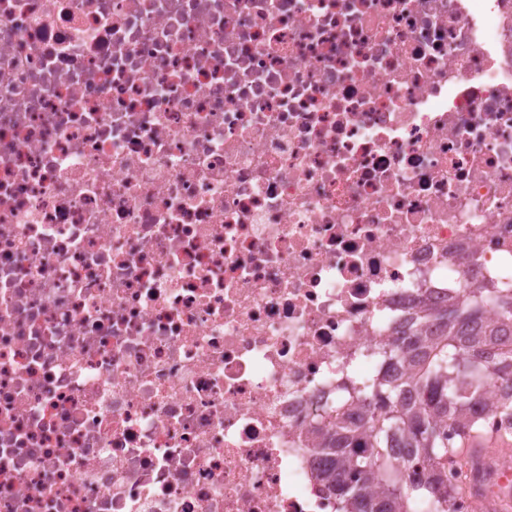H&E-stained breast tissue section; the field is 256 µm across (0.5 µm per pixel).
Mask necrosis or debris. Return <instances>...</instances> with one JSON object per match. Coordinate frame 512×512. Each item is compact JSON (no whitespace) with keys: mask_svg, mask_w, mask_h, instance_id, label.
Returning <instances> with one entry per match:
<instances>
[{"mask_svg":"<svg viewBox=\"0 0 512 512\" xmlns=\"http://www.w3.org/2000/svg\"><path fill=\"white\" fill-rule=\"evenodd\" d=\"M508 286L512 0H0V512H336L345 374Z\"/></svg>","mask_w":512,"mask_h":512,"instance_id":"necrosis-or-debris-1","label":"necrosis or debris"}]
</instances>
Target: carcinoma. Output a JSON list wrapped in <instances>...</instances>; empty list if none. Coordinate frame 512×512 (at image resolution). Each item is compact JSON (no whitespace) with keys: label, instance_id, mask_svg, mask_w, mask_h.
<instances>
[{"label":"carcinoma","instance_id":"cac0c4a2","mask_svg":"<svg viewBox=\"0 0 512 512\" xmlns=\"http://www.w3.org/2000/svg\"><path fill=\"white\" fill-rule=\"evenodd\" d=\"M417 316L411 335L382 347L388 372L352 383L357 410L338 405L312 430L337 512H448V462L486 436L489 384L504 385L496 410L512 416V288L469 289Z\"/></svg>","mask_w":512,"mask_h":512}]
</instances>
